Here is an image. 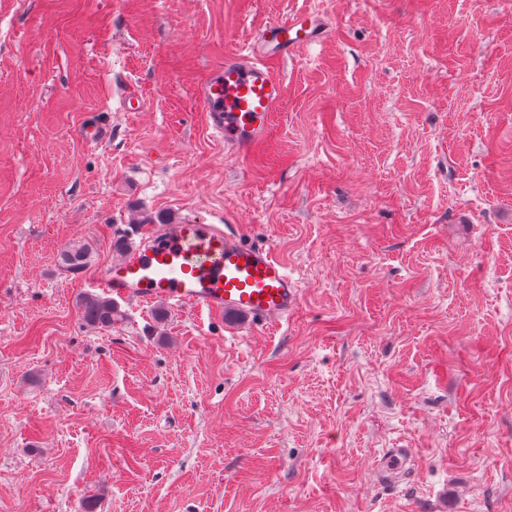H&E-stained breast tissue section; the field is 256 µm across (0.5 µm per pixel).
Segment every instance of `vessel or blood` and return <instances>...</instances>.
Wrapping results in <instances>:
<instances>
[{"mask_svg":"<svg viewBox=\"0 0 512 512\" xmlns=\"http://www.w3.org/2000/svg\"><path fill=\"white\" fill-rule=\"evenodd\" d=\"M316 29L312 16L298 13L266 24L258 40L295 51L312 44ZM197 97L214 133L252 156L266 146L284 87L271 64L242 55L200 83ZM95 282L121 300H164L241 315L262 327L287 319L299 296L296 279L272 248L244 244L223 225L189 218L151 232L143 247L104 267Z\"/></svg>","mask_w":512,"mask_h":512,"instance_id":"1","label":"vessel or blood"}]
</instances>
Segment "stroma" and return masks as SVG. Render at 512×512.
Here are the masks:
<instances>
[{"mask_svg": "<svg viewBox=\"0 0 512 512\" xmlns=\"http://www.w3.org/2000/svg\"><path fill=\"white\" fill-rule=\"evenodd\" d=\"M298 11L330 30L242 157L195 89ZM158 215L272 246L294 311L86 326L92 269ZM74 242L91 269H59ZM92 496L512 512V0H0V512Z\"/></svg>", "mask_w": 512, "mask_h": 512, "instance_id": "obj_1", "label": "stroma"}]
</instances>
